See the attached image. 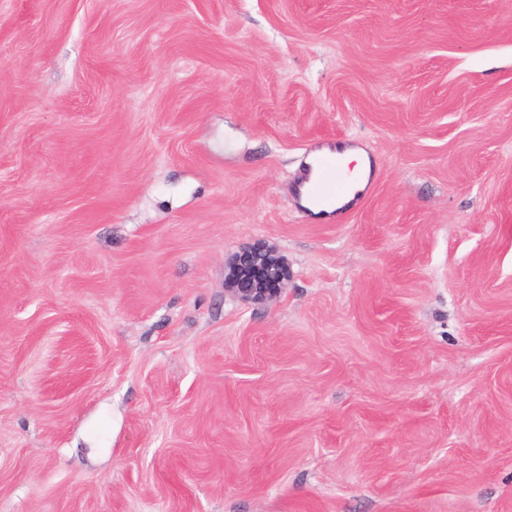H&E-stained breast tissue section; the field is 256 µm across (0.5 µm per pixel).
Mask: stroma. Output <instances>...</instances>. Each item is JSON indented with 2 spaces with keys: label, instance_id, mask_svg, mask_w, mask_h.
Segmentation results:
<instances>
[{
  "label": "stroma",
  "instance_id": "stroma-1",
  "mask_svg": "<svg viewBox=\"0 0 512 512\" xmlns=\"http://www.w3.org/2000/svg\"><path fill=\"white\" fill-rule=\"evenodd\" d=\"M0 512H512V0H0ZM342 147L343 144L338 141L317 146L311 153L298 184L294 187V193L300 199L307 198L319 208V213L328 216L357 208L375 189V168L369 160L368 170V158L358 149L346 151L344 166L348 170V164H354L350 172L354 179L363 178L368 171L364 186L355 187L342 173ZM342 202L344 204L339 207ZM283 261L265 245L257 244L235 255L227 266L225 284L247 302H263L279 293L286 279Z\"/></svg>",
  "mask_w": 512,
  "mask_h": 512
}]
</instances>
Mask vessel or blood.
I'll list each match as a JSON object with an SVG mask.
<instances>
[{"instance_id":"1","label":"vessel or blood","mask_w":512,"mask_h":512,"mask_svg":"<svg viewBox=\"0 0 512 512\" xmlns=\"http://www.w3.org/2000/svg\"><path fill=\"white\" fill-rule=\"evenodd\" d=\"M341 143L317 146L309 157L294 192L315 204L320 213L331 216L340 209H355L369 197L376 184L375 171H368L363 187H355L343 174Z\"/></svg>"}]
</instances>
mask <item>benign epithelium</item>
Listing matches in <instances>:
<instances>
[{
	"label": "benign epithelium",
	"mask_w": 512,
	"mask_h": 512,
	"mask_svg": "<svg viewBox=\"0 0 512 512\" xmlns=\"http://www.w3.org/2000/svg\"><path fill=\"white\" fill-rule=\"evenodd\" d=\"M283 261L268 247L257 244L235 255L227 266L225 284L247 302L275 297L286 279Z\"/></svg>",
	"instance_id": "benign-epithelium-1"
}]
</instances>
